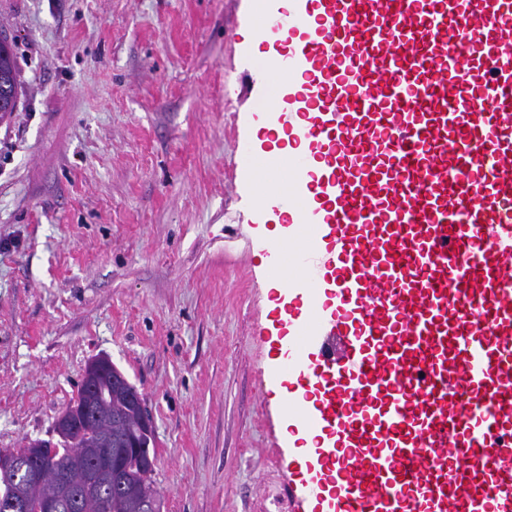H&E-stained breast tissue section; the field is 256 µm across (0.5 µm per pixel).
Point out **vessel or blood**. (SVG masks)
<instances>
[{
    "mask_svg": "<svg viewBox=\"0 0 512 512\" xmlns=\"http://www.w3.org/2000/svg\"><path fill=\"white\" fill-rule=\"evenodd\" d=\"M250 2L280 76L261 110L293 150L275 264L301 298L276 379L315 442L308 497L512 512V0Z\"/></svg>",
    "mask_w": 512,
    "mask_h": 512,
    "instance_id": "b4317fda",
    "label": "vessel or blood"
}]
</instances>
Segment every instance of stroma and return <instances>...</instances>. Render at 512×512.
<instances>
[{"label":"stroma","mask_w":512,"mask_h":512,"mask_svg":"<svg viewBox=\"0 0 512 512\" xmlns=\"http://www.w3.org/2000/svg\"><path fill=\"white\" fill-rule=\"evenodd\" d=\"M247 0H0V448L48 438L87 362L146 400L161 512H304L270 381L275 223L243 160L271 87ZM1 35V34H0ZM21 94L20 72L11 44L0 37V122L17 111Z\"/></svg>","instance_id":"1"}]
</instances>
